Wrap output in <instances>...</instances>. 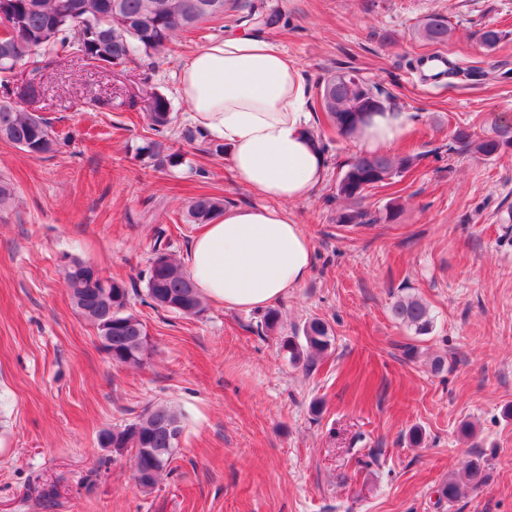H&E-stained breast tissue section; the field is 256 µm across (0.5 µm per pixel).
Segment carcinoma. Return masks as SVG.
Masks as SVG:
<instances>
[{
  "label": "carcinoma",
  "instance_id": "cac0c4a2",
  "mask_svg": "<svg viewBox=\"0 0 512 512\" xmlns=\"http://www.w3.org/2000/svg\"><path fill=\"white\" fill-rule=\"evenodd\" d=\"M230 0H0V140L13 144L32 158H44L61 146L50 122L36 112L23 108L12 99L11 84L16 68L29 59L33 70L39 61L33 58L42 49L61 50L117 66L141 55L150 56L172 43L176 32L194 28L206 21L224 18ZM448 17L427 16L418 33L433 43L448 41ZM318 96L328 120L345 138H355L372 114L386 110L382 90L371 88L355 73L333 74L319 85ZM143 109L152 129L164 133L174 122L169 100L152 90L146 92ZM457 150L490 159L512 149V122L496 121L489 133L475 140L465 128L455 130ZM142 155L157 164L177 167L183 155L157 140L141 148ZM416 155L392 156L384 153H360L352 158L336 186V198L347 206L336 214L338 224H362L367 213L358 208L364 193L398 173L411 168ZM224 212V199L210 194L193 198L187 208L188 224H209ZM87 263L72 259L65 269L68 294L77 313L97 331L107 334L115 366H141L150 352L145 325L130 311L131 293L127 285L104 278L107 285L84 278ZM145 292L155 308L187 317L205 311L203 297L187 270L171 254L156 249L149 261ZM397 322L418 336L429 334L433 317L428 306L416 296L397 299L390 309ZM268 333L280 331L281 312L268 309L260 320ZM331 326L313 317L280 337V349L292 363L310 362L332 345ZM183 435L181 412L172 405H149L131 422L112 428V447L137 459L142 475L135 486L148 493L169 470L180 449L173 430ZM466 483L474 488L487 479L486 461L475 458L463 469ZM461 484L448 477L439 488V501L453 503L460 496Z\"/></svg>",
  "mask_w": 512,
  "mask_h": 512
}]
</instances>
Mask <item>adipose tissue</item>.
<instances>
[{
	"label": "adipose tissue",
	"mask_w": 512,
	"mask_h": 512,
	"mask_svg": "<svg viewBox=\"0 0 512 512\" xmlns=\"http://www.w3.org/2000/svg\"><path fill=\"white\" fill-rule=\"evenodd\" d=\"M178 90L190 118L230 152L238 181L260 203L229 205L192 241L188 270L200 294L240 311L261 310L300 287L313 265L307 235L286 209L324 181L326 157L312 132V86L272 39L211 40L185 59ZM410 113L375 114L358 136L379 153L406 135Z\"/></svg>",
	"instance_id": "obj_1"
}]
</instances>
